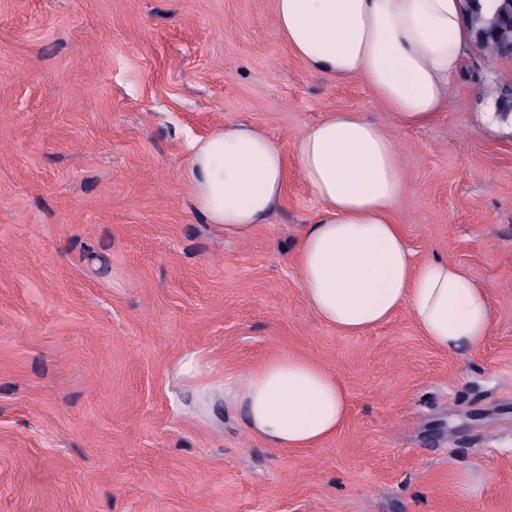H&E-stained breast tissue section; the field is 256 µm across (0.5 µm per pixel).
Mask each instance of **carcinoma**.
<instances>
[{"instance_id":"1","label":"carcinoma","mask_w":512,"mask_h":512,"mask_svg":"<svg viewBox=\"0 0 512 512\" xmlns=\"http://www.w3.org/2000/svg\"><path fill=\"white\" fill-rule=\"evenodd\" d=\"M464 18L485 58H499L502 49L512 48V0H465Z\"/></svg>"}]
</instances>
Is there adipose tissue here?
<instances>
[{
	"instance_id": "adipose-tissue-1",
	"label": "adipose tissue",
	"mask_w": 512,
	"mask_h": 512,
	"mask_svg": "<svg viewBox=\"0 0 512 512\" xmlns=\"http://www.w3.org/2000/svg\"><path fill=\"white\" fill-rule=\"evenodd\" d=\"M277 28L312 72L364 77L399 125L419 127L446 105L472 44L461 0H275ZM296 167L320 204L297 241L304 299L322 322L357 335L405 310L437 349L480 346L491 328L485 289L455 262L417 259L393 220L404 185L399 146L355 111L332 112L282 147L229 123L197 140L183 171L194 208L225 234L245 237L266 220ZM247 433L272 447L310 448L348 413L344 382L308 357L272 355L230 382L207 384Z\"/></svg>"
}]
</instances>
